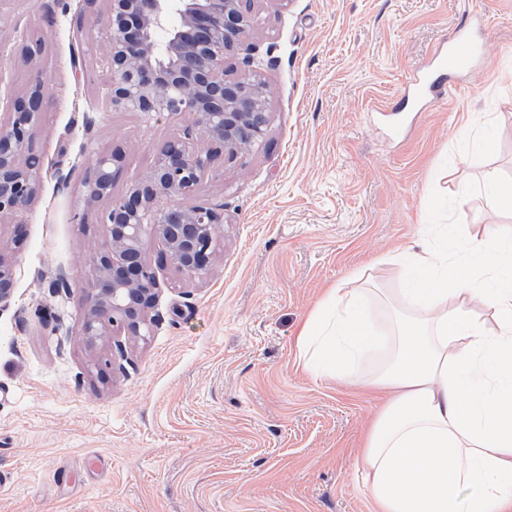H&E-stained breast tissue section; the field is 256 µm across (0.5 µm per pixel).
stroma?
<instances>
[{
	"label": "stroma",
	"mask_w": 512,
	"mask_h": 512,
	"mask_svg": "<svg viewBox=\"0 0 512 512\" xmlns=\"http://www.w3.org/2000/svg\"><path fill=\"white\" fill-rule=\"evenodd\" d=\"M474 6L484 54L432 105L402 92L470 22L462 0H254L227 66L268 85L266 136L186 200L224 211L210 276L180 275L149 243L151 333L117 347L83 334L104 240L86 167L123 149L121 196L195 117L112 109L104 0H0V89L29 80L19 32L43 40L47 84L41 190L21 219H0V238L24 237L0 309V512H376L356 458L385 398L308 374L297 336L333 288L375 289L374 319L390 327V255L438 243L443 225L512 239V212L478 193L486 172L512 180V0ZM380 104L400 106L399 134ZM481 117L485 151L472 147ZM61 272L68 288L53 286Z\"/></svg>",
	"instance_id": "stroma-1"
}]
</instances>
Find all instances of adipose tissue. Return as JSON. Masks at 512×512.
<instances>
[{
    "mask_svg": "<svg viewBox=\"0 0 512 512\" xmlns=\"http://www.w3.org/2000/svg\"><path fill=\"white\" fill-rule=\"evenodd\" d=\"M390 261L404 269L405 319L381 331L370 297L334 289L303 326L301 360L315 376L357 379L384 355L370 383L391 398L360 461L381 512H512V243L451 234Z\"/></svg>",
    "mask_w": 512,
    "mask_h": 512,
    "instance_id": "1",
    "label": "adipose tissue"
}]
</instances>
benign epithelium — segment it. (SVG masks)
<instances>
[{
    "label": "benign epithelium",
    "mask_w": 512,
    "mask_h": 512,
    "mask_svg": "<svg viewBox=\"0 0 512 512\" xmlns=\"http://www.w3.org/2000/svg\"><path fill=\"white\" fill-rule=\"evenodd\" d=\"M106 2L104 90L112 108L147 116L191 112L209 147L194 148L193 131H185L158 149L150 168L118 199L112 198V186L123 170L122 152L88 164L86 200H109L83 326L92 338L110 329L129 336L149 333L147 311L158 281L144 256L147 241L160 243L161 261L180 274L197 281L208 277L224 213L206 204L184 207L181 200L200 192L217 158L232 163L260 145L268 125L267 85L224 68V59L240 49L253 24V0ZM173 16L178 24L171 28ZM22 51L32 78L20 95L0 97V111L9 114L0 126V218L26 212L41 187L35 143L46 91L43 41L26 42ZM5 249L0 247V310L11 302L15 285Z\"/></svg>",
    "instance_id": "7a95c632"
}]
</instances>
